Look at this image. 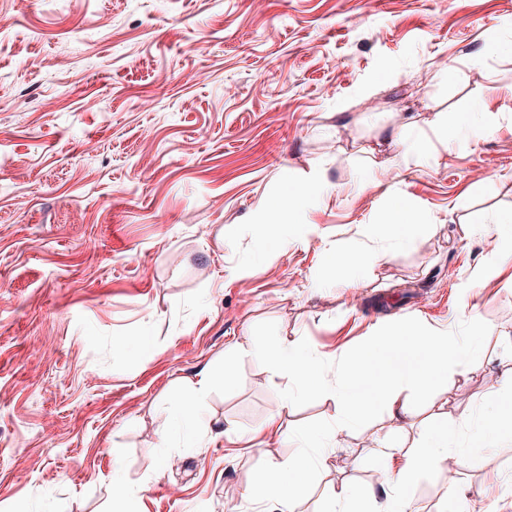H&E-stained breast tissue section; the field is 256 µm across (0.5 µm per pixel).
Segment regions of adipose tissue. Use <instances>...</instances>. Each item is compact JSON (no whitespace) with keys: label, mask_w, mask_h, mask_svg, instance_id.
Segmentation results:
<instances>
[{"label":"adipose tissue","mask_w":512,"mask_h":512,"mask_svg":"<svg viewBox=\"0 0 512 512\" xmlns=\"http://www.w3.org/2000/svg\"><path fill=\"white\" fill-rule=\"evenodd\" d=\"M378 358L361 363L355 374L329 383L318 357L302 353L297 340L283 338L263 350L259 358L279 376L288 378L300 392H325L332 395L338 410L332 421L320 432L319 447L308 453L307 434L290 435L280 431L282 439H295L300 447L298 455L286 461L273 460L263 473V498L272 504L275 512H294L295 496L313 477L319 465L326 460L324 449L341 431L358 421V413L369 405H377L393 418L412 416L413 411L402 396L405 385L438 376L448 366L467 370L477 366L479 353L471 347L450 343L444 330H416L403 323H395L383 336L371 344ZM461 420L443 425V440L433 441L425 435L410 447L390 449L375 442L373 451L380 456L397 452L404 465L399 470L389 468L381 472V480L390 487L392 496L388 512H410L406 497L407 487L416 479L422 463L445 465L455 449L449 448L446 437L461 427Z\"/></svg>","instance_id":"1"}]
</instances>
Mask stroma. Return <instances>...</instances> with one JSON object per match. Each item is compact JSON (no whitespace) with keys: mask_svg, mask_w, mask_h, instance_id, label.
Masks as SVG:
<instances>
[{"mask_svg":"<svg viewBox=\"0 0 512 512\" xmlns=\"http://www.w3.org/2000/svg\"><path fill=\"white\" fill-rule=\"evenodd\" d=\"M2 24L0 512H110L117 483L127 512H255L266 461L296 452L269 413L306 433L336 415L258 359L281 338L357 365L401 321L482 352L406 387L418 418L364 411L299 512L343 483L350 512H385L368 437L512 423V0H0ZM407 114L404 152L384 136ZM293 183L310 194L278 209ZM400 203L426 229L387 247ZM210 374L196 443H162ZM451 443L461 465L423 466L416 512H453L451 487L512 512V431ZM503 432V424L496 418L483 416L476 427V433L483 445H496Z\"/></svg>","mask_w":512,"mask_h":512,"instance_id":"1","label":"stroma"}]
</instances>
